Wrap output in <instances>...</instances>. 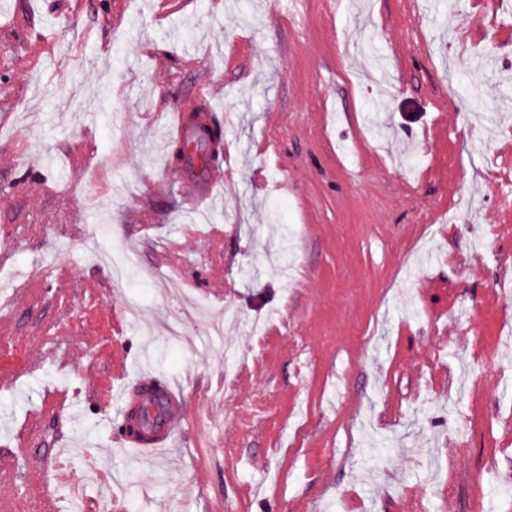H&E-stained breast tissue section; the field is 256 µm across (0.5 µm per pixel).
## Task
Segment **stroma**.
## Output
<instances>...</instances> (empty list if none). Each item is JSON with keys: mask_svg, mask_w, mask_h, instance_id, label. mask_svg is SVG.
Segmentation results:
<instances>
[{"mask_svg": "<svg viewBox=\"0 0 512 512\" xmlns=\"http://www.w3.org/2000/svg\"><path fill=\"white\" fill-rule=\"evenodd\" d=\"M288 3L0 0L13 512H64L39 458L69 442L125 512H512V0ZM173 96L225 120L203 223L154 192L200 176L172 161ZM116 247L134 265L103 295ZM198 299L239 318L171 339ZM118 304L149 315L113 335ZM118 352L184 383L169 462L113 440Z\"/></svg>", "mask_w": 512, "mask_h": 512, "instance_id": "35a3bbf8", "label": "stroma"}]
</instances>
